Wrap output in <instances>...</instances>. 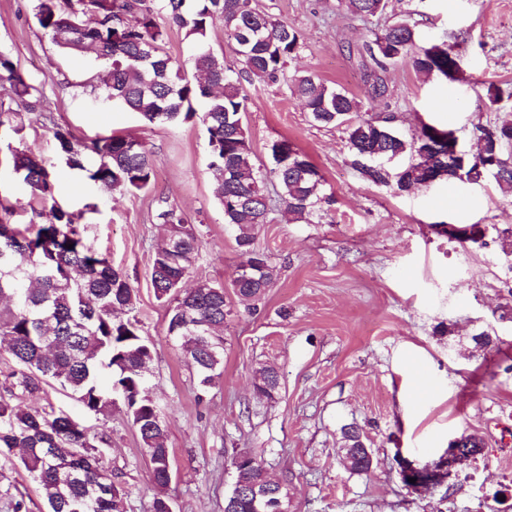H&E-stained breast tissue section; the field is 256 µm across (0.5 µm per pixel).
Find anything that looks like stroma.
<instances>
[{"label": "stroma", "instance_id": "stroma-1", "mask_svg": "<svg viewBox=\"0 0 512 512\" xmlns=\"http://www.w3.org/2000/svg\"><path fill=\"white\" fill-rule=\"evenodd\" d=\"M35 4L0 0V49L41 101L37 111H22V134L0 128V220L43 221L8 163L12 148H27L57 173V204L79 215L86 238L135 289L141 334L153 344L147 379L167 425L174 512H224L241 450L287 484L292 512H512V433H503L512 430V258L498 239L512 228V196L491 178L438 181L401 195L371 184L352 166L343 127L311 123L285 82L253 80L242 123L256 163L270 166L271 144L289 140L317 166L335 202L318 224L276 210L256 228L254 246L276 278L257 303L240 300L230 286L238 230L225 223L215 196L205 126L152 125L114 103L95 52H63L38 25ZM252 5L302 36L287 76L312 73L355 95L362 92L357 54L393 17L410 15L424 41L455 47L460 80L424 76L406 60L387 74L390 97L369 104L370 116L394 117L405 135L430 124L452 129L469 148L480 127L512 120V100L494 112L479 109L488 86L512 92V0H389L367 21L337 0ZM59 125L81 140L139 137L155 160L154 183L119 194L69 173L56 150ZM163 203L200 230L187 287H226L224 373L204 394L167 334L168 305L151 283V258L166 234L156 219ZM442 223L489 231L484 244L464 246L439 232ZM483 331L490 344H476ZM419 362L431 382L426 394L415 379ZM265 366L280 375L272 401L252 390ZM46 400L109 435L106 458L129 491L126 512H148L149 466L124 409L89 415L57 388L28 404ZM350 426L372 454L370 473L341 463ZM464 433L484 441L475 462L439 487H403L396 455L430 464ZM1 486L23 492L27 512H46L42 492L3 453Z\"/></svg>", "mask_w": 512, "mask_h": 512}]
</instances>
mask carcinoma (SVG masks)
Returning <instances> with one entry per match:
<instances>
[{
  "instance_id": "obj_1",
  "label": "carcinoma",
  "mask_w": 512,
  "mask_h": 512,
  "mask_svg": "<svg viewBox=\"0 0 512 512\" xmlns=\"http://www.w3.org/2000/svg\"><path fill=\"white\" fill-rule=\"evenodd\" d=\"M350 14L368 20L384 13L387 0H341ZM184 31L192 49L193 77L187 79L164 49L168 28L160 14ZM35 17L52 41L67 52L92 48L109 74V97L151 124H179L200 117L210 148L209 169L224 223L236 226L239 265L258 264L257 280L237 284L239 293L257 301L273 282L274 269L253 249L252 232L268 222L273 203L295 219L328 215L332 196L321 194L323 176L308 155L286 139L271 145L272 167L254 163L242 123L248 97L243 81H276L285 77L300 47L301 35L288 23L252 7L251 0H37ZM218 18L235 46L241 68L233 73L212 52L209 31ZM459 54L435 43H421L416 25L396 19L365 44L359 70L363 96L326 85L314 74L291 79L313 122L343 126L353 167L368 182L396 193L427 187L438 180L479 179L488 171L504 194H512V123L482 128L483 144L460 166L448 154L451 130L424 124L407 138L390 120L351 115L365 103L389 96L386 74L410 59L425 76L454 81ZM0 73L8 74L13 95L33 109V86L19 74L12 57L0 50ZM488 86L483 108L492 112L504 98ZM54 138L65 166L114 192L148 188L155 163L142 141L132 135L79 141L56 127ZM402 161L396 169L388 166ZM14 172L31 199H54L56 175L27 149L11 152ZM278 187L272 199L266 187ZM41 224L0 222V342L17 368L6 377L0 396V450L20 449L19 465L41 490L47 512H119L128 495L105 463L103 432H92L48 402L23 409L12 400L37 396L57 385L71 391L82 408L106 415L121 404L138 436L151 469L155 494L151 512H169L170 448L167 427L150 395L144 373L152 353L141 335L135 311L137 297L109 257L95 249L75 224L74 214L53 204ZM157 219L168 230L167 242L156 249L151 281L159 300H173L167 331L194 369L201 390L223 374L224 285L202 284L190 291L182 284L191 272L200 234L184 214L162 206ZM72 248H67V245Z\"/></svg>"
}]
</instances>
